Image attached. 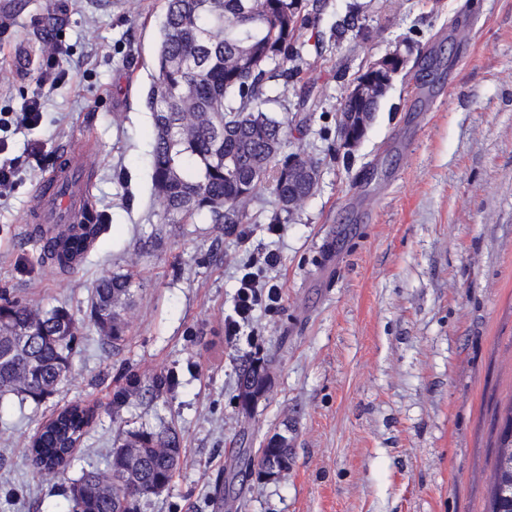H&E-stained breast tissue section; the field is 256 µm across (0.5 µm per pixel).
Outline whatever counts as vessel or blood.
I'll list each match as a JSON object with an SVG mask.
<instances>
[{
	"label": "vessel or blood",
	"mask_w": 512,
	"mask_h": 512,
	"mask_svg": "<svg viewBox=\"0 0 512 512\" xmlns=\"http://www.w3.org/2000/svg\"><path fill=\"white\" fill-rule=\"evenodd\" d=\"M88 155L70 150L59 153L40 181L31 208L32 222L54 230L72 219V212L89 191Z\"/></svg>",
	"instance_id": "obj_1"
}]
</instances>
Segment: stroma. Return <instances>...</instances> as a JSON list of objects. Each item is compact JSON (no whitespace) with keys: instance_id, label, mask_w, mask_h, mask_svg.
<instances>
[{"instance_id":"obj_1","label":"stroma","mask_w":512,"mask_h":512,"mask_svg":"<svg viewBox=\"0 0 512 512\" xmlns=\"http://www.w3.org/2000/svg\"><path fill=\"white\" fill-rule=\"evenodd\" d=\"M268 112L285 150L320 163L281 229L268 189L242 224H166L152 194L146 103L164 0H6L0 113L36 87L47 37L69 75L41 123L8 131L19 165L0 199V290L78 326L69 373L41 401L0 396V512H63L72 479L104 466L127 430H175L180 466L141 512H488L495 428L512 407V0H315ZM413 50L363 140L337 141L354 76ZM307 94L298 108L299 94ZM88 146L89 201L107 229L83 263L40 261L25 231L43 175L31 156ZM273 251L274 315L224 337L237 279ZM131 273L121 346L89 318L107 273ZM274 359L250 410L244 369ZM93 419L66 473H36L29 445L64 405ZM288 469L244 474L275 436Z\"/></svg>"}]
</instances>
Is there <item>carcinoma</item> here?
Wrapping results in <instances>:
<instances>
[{
  "label": "carcinoma",
  "mask_w": 512,
  "mask_h": 512,
  "mask_svg": "<svg viewBox=\"0 0 512 512\" xmlns=\"http://www.w3.org/2000/svg\"><path fill=\"white\" fill-rule=\"evenodd\" d=\"M306 0H165L148 91L153 112L152 189L165 224L202 217L210 224H240L254 193L267 187L281 209L293 211L312 196L318 162L303 153L283 154L288 123L269 115L270 83L288 72L293 44L309 19ZM381 100L346 94L338 137L355 132L350 116L372 121ZM251 185L245 193L242 187ZM103 218L85 206L78 230L61 235L47 259L65 268L86 251ZM129 274L102 277L94 288L90 316L107 341H124L133 297ZM77 327L64 308L36 311L0 292V394L29 380L28 398L51 395L69 369ZM268 366L245 373L242 407L267 390ZM89 410L64 407L36 434L31 456L40 475L55 479L71 464L75 442L87 433ZM490 512H512V408L498 435ZM182 448L164 432L128 431L107 454L103 469L72 480L66 512H138L139 501L166 490ZM288 464V444L272 439L261 449V474L272 463Z\"/></svg>",
  "instance_id": "carcinoma-1"
}]
</instances>
